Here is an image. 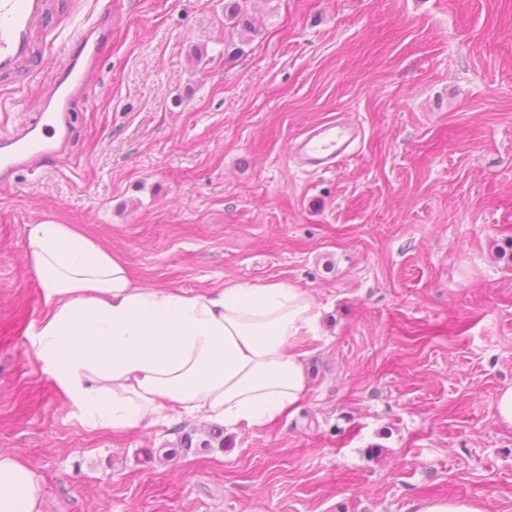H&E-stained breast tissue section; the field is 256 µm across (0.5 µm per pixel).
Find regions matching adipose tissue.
Segmentation results:
<instances>
[{
  "instance_id": "1",
  "label": "adipose tissue",
  "mask_w": 512,
  "mask_h": 512,
  "mask_svg": "<svg viewBox=\"0 0 512 512\" xmlns=\"http://www.w3.org/2000/svg\"><path fill=\"white\" fill-rule=\"evenodd\" d=\"M47 309L31 339L84 425L151 426L166 411L237 429L260 426L308 393L301 344L321 313L280 282L207 293L137 287L122 259L70 224L28 227ZM36 472L0 454V512H44Z\"/></svg>"
}]
</instances>
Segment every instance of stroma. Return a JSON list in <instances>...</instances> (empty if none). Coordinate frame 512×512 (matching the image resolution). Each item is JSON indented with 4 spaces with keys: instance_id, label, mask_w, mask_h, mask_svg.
I'll return each mask as SVG.
<instances>
[{
    "instance_id": "35a3bbf8",
    "label": "stroma",
    "mask_w": 512,
    "mask_h": 512,
    "mask_svg": "<svg viewBox=\"0 0 512 512\" xmlns=\"http://www.w3.org/2000/svg\"><path fill=\"white\" fill-rule=\"evenodd\" d=\"M74 50L94 0H51ZM112 0V38L57 159L0 186V454L44 512H512V0ZM50 69L0 77V137L39 118ZM364 136L295 167L306 129ZM71 224L135 285L281 281L321 309L292 416L148 458L205 421L90 430L37 359L32 224ZM359 136L357 125L332 120L294 139L290 146V157L300 169L314 173L325 172L351 155Z\"/></svg>"
}]
</instances>
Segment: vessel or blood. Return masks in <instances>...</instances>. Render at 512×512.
Wrapping results in <instances>:
<instances>
[{
    "instance_id": "1",
    "label": "vessel or blood",
    "mask_w": 512,
    "mask_h": 512,
    "mask_svg": "<svg viewBox=\"0 0 512 512\" xmlns=\"http://www.w3.org/2000/svg\"><path fill=\"white\" fill-rule=\"evenodd\" d=\"M49 0H0V75L6 76L34 67H43L34 38L38 30L48 29ZM112 32V9L102 8L88 21L80 35V53L65 55L53 74L52 90L43 103L36 124L18 131L0 154V182L39 159L57 154L59 132L69 131L70 116L76 101L88 90L98 62L97 44ZM360 136L357 125L332 120L314 127L290 146L293 163L310 172H325L350 156Z\"/></svg>"
}]
</instances>
